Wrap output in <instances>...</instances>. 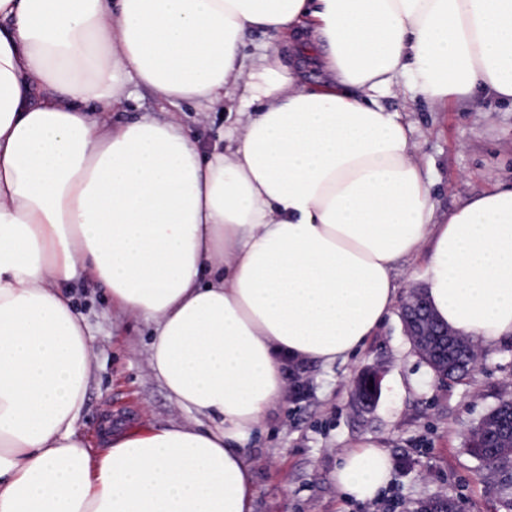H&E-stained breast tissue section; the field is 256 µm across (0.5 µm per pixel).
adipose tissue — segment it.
<instances>
[{
    "label": "adipose tissue",
    "instance_id": "ef3b65f1",
    "mask_svg": "<svg viewBox=\"0 0 512 512\" xmlns=\"http://www.w3.org/2000/svg\"><path fill=\"white\" fill-rule=\"evenodd\" d=\"M256 30L291 64L246 60ZM397 85L512 102V0H0V512H252L244 450L287 364L357 355L401 262L421 259L440 323L512 337V187L435 222L414 128L383 103ZM140 88L234 100L236 125L204 151L173 119L113 123ZM78 279L153 324L186 422L87 447ZM391 471L358 447L335 480L366 501Z\"/></svg>",
    "mask_w": 512,
    "mask_h": 512
}]
</instances>
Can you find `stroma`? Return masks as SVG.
Wrapping results in <instances>:
<instances>
[{"mask_svg": "<svg viewBox=\"0 0 512 512\" xmlns=\"http://www.w3.org/2000/svg\"><path fill=\"white\" fill-rule=\"evenodd\" d=\"M384 103L417 129L436 218L512 185L511 105L451 97L434 106L398 87ZM69 294L88 319L96 351L80 422L88 447L102 448L113 423L144 430L181 421L146 360L151 326L113 309L104 289L88 281L72 282ZM480 354L467 379L437 384L396 315L347 364L301 365L306 397L287 399L245 450L257 487L253 512H405L446 496L460 498L465 512H504L493 490L497 476L465 443L472 426L512 394V338ZM367 365L380 367L383 378L377 402L362 411L349 383ZM367 445L388 452L390 482L373 500L345 498L334 478L340 457Z\"/></svg>", "mask_w": 512, "mask_h": 512, "instance_id": "obj_1", "label": "stroma"}]
</instances>
